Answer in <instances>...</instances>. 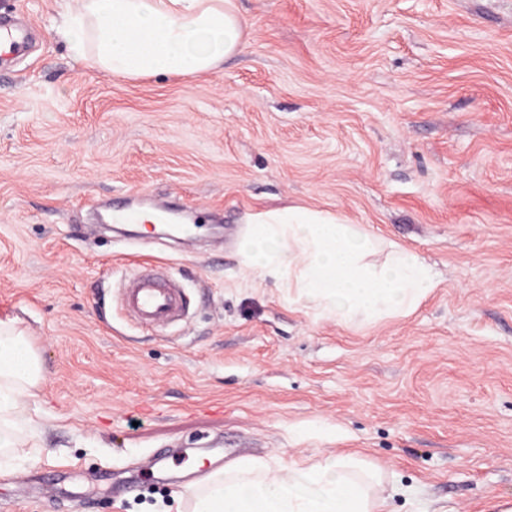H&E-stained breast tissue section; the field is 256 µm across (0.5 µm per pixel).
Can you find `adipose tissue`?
Here are the masks:
<instances>
[{
    "label": "adipose tissue",
    "instance_id": "adipose-tissue-1",
    "mask_svg": "<svg viewBox=\"0 0 512 512\" xmlns=\"http://www.w3.org/2000/svg\"><path fill=\"white\" fill-rule=\"evenodd\" d=\"M53 30L89 67L125 79L205 74L237 53L244 32L235 0H60ZM44 381L33 341L0 322V455L28 457L31 405ZM188 512H385V486L359 454H331L288 470L242 460L199 482Z\"/></svg>",
    "mask_w": 512,
    "mask_h": 512
}]
</instances>
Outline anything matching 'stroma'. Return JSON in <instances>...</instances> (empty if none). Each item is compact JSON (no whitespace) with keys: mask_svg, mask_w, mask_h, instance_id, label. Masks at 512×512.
Returning <instances> with one entry per match:
<instances>
[{"mask_svg":"<svg viewBox=\"0 0 512 512\" xmlns=\"http://www.w3.org/2000/svg\"><path fill=\"white\" fill-rule=\"evenodd\" d=\"M216 71L128 81L72 58L59 0L0 62V321L45 367L40 453L0 460L14 512H178L171 491L242 457L360 452L412 487L389 512H512V0H237ZM188 219L94 223L90 208ZM360 225L440 283L410 315L347 325L252 278L245 215ZM160 266L188 314L118 304Z\"/></svg>","mask_w":512,"mask_h":512,"instance_id":"35a3bbf8","label":"stroma"}]
</instances>
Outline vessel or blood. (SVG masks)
I'll return each mask as SVG.
<instances>
[{
    "instance_id": "vessel-or-blood-1",
    "label": "vessel or blood",
    "mask_w": 512,
    "mask_h": 512,
    "mask_svg": "<svg viewBox=\"0 0 512 512\" xmlns=\"http://www.w3.org/2000/svg\"><path fill=\"white\" fill-rule=\"evenodd\" d=\"M29 40L28 29L7 16H0V56L22 51ZM119 302L136 323L161 328L184 318V291L171 280L134 269L126 272L119 287Z\"/></svg>"
}]
</instances>
